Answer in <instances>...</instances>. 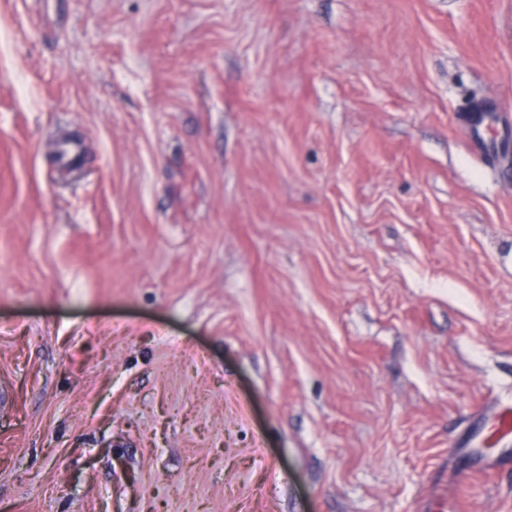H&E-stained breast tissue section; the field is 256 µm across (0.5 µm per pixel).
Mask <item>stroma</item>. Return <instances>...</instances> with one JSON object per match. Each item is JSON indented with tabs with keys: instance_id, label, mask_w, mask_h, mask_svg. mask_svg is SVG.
Instances as JSON below:
<instances>
[{
	"instance_id": "1",
	"label": "stroma",
	"mask_w": 512,
	"mask_h": 512,
	"mask_svg": "<svg viewBox=\"0 0 512 512\" xmlns=\"http://www.w3.org/2000/svg\"><path fill=\"white\" fill-rule=\"evenodd\" d=\"M486 100L512 0H0V512H512ZM504 116L493 103L480 102L470 107L463 116V124L475 139L476 145L483 146L481 130L496 126Z\"/></svg>"
}]
</instances>
